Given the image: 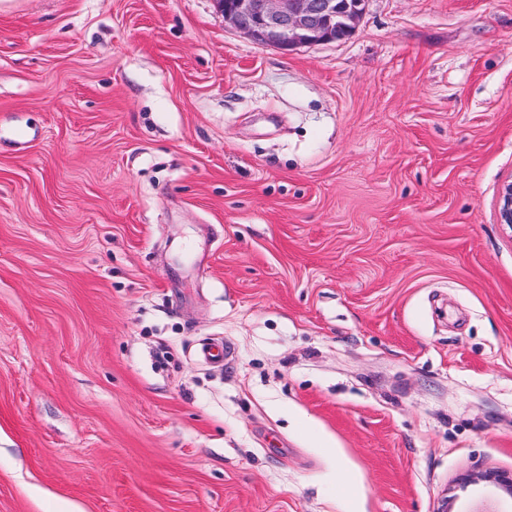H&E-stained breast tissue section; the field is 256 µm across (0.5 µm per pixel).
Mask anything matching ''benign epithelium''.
<instances>
[{"mask_svg":"<svg viewBox=\"0 0 512 512\" xmlns=\"http://www.w3.org/2000/svg\"><path fill=\"white\" fill-rule=\"evenodd\" d=\"M362 2L340 0H217L224 20L255 41L285 51L344 40L359 21ZM498 222L512 228V181L502 184Z\"/></svg>","mask_w":512,"mask_h":512,"instance_id":"7a95c632","label":"benign epithelium"}]
</instances>
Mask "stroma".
I'll list each match as a JSON object with an SVG mask.
<instances>
[{"label": "stroma", "mask_w": 512, "mask_h": 512, "mask_svg": "<svg viewBox=\"0 0 512 512\" xmlns=\"http://www.w3.org/2000/svg\"><path fill=\"white\" fill-rule=\"evenodd\" d=\"M511 177L512 0H0V512H512ZM225 22L255 41L291 51L299 46L344 40L359 21L363 1L217 0Z\"/></svg>", "instance_id": "35a3bbf8"}]
</instances>
